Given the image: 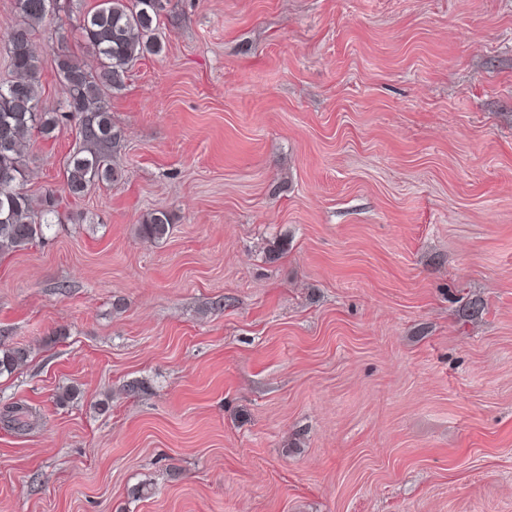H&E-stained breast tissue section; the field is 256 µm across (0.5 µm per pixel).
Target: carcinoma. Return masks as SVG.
I'll return each instance as SVG.
<instances>
[{
    "mask_svg": "<svg viewBox=\"0 0 512 512\" xmlns=\"http://www.w3.org/2000/svg\"><path fill=\"white\" fill-rule=\"evenodd\" d=\"M57 0H15L20 17L6 36V54L11 78L0 82V172L12 174L0 180V256L28 248L45 239V230L61 223L54 196L47 195L40 206L23 190L26 159L21 144L37 134L51 138L59 118L40 106L37 75L40 58L33 47L36 28ZM170 0H100L83 14L79 24L82 40L100 60L98 72L87 70L69 55L57 58V69L66 88L64 118L75 123L81 143L69 156L64 179L67 194L78 199L95 183L118 177L113 159L122 150L121 133L115 129L106 102L107 92L125 85L133 61L146 53L156 54L160 43L155 36L158 20ZM172 217L153 211L139 224V234L158 242L170 232ZM29 350L24 346L0 348V374L12 373L24 365Z\"/></svg>",
    "mask_w": 512,
    "mask_h": 512,
    "instance_id": "cac0c4a2",
    "label": "carcinoma"
}]
</instances>
